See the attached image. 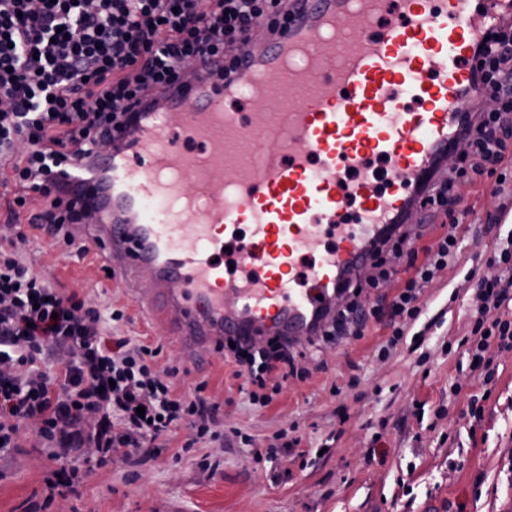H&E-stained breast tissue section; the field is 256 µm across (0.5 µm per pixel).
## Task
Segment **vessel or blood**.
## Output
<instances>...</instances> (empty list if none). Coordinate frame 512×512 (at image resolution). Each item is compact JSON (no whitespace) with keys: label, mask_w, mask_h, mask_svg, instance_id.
Returning <instances> with one entry per match:
<instances>
[{"label":"vessel or blood","mask_w":512,"mask_h":512,"mask_svg":"<svg viewBox=\"0 0 512 512\" xmlns=\"http://www.w3.org/2000/svg\"><path fill=\"white\" fill-rule=\"evenodd\" d=\"M291 4L284 32L231 76L208 60L151 89L110 156L52 173L99 211L81 236L149 281L138 306L193 357L228 338L319 336L384 225L407 223L418 187L444 174L458 111L480 92L474 47L493 15L472 0Z\"/></svg>","instance_id":"b4317fda"}]
</instances>
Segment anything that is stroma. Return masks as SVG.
Here are the masks:
<instances>
[{"mask_svg": "<svg viewBox=\"0 0 512 512\" xmlns=\"http://www.w3.org/2000/svg\"><path fill=\"white\" fill-rule=\"evenodd\" d=\"M493 187L486 176L457 185L471 207L460 221L457 263L424 289L414 334L387 357L378 346L389 330L376 322L358 340L321 339L310 376L289 380L258 409L241 393L224 351L212 349L200 368L163 343L157 362L178 368L175 391L204 385L230 442L185 452L187 433L179 431L168 444L89 473L78 494L47 505L53 465L27 432L0 457V512H512V349L493 355L492 393L477 421L469 398L482 387L458 345L478 305L476 281L489 272L486 258L498 236L512 231V218L493 221L500 203ZM18 251L66 292L123 310L114 335L157 340L126 277H107L97 251L52 247L39 237ZM285 431L300 436L306 461L285 448L274 461L255 458V448Z\"/></svg>", "mask_w": 512, "mask_h": 512, "instance_id": "obj_1", "label": "stroma"}]
</instances>
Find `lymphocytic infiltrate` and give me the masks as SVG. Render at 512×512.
I'll return each mask as SVG.
<instances>
[{
	"mask_svg": "<svg viewBox=\"0 0 512 512\" xmlns=\"http://www.w3.org/2000/svg\"><path fill=\"white\" fill-rule=\"evenodd\" d=\"M290 0H0V160L21 189L8 212L14 240L0 245V454L16 448L33 427L50 460L59 464L46 488L110 464L114 454L133 457L157 441L190 429L185 448L219 441V407L201 392L175 393L176 370L156 366L159 348L111 335L119 310H99L54 288L20 256L22 225L71 245L68 227L87 212L62 200L50 178L54 167L86 152L90 142L112 139L145 91L177 81L188 63L223 58L240 62L239 46L256 34L274 35L287 23ZM483 93L469 102L460 123L466 148L446 178L420 201L421 210L446 213L450 223L433 245L419 246L408 232L388 236L370 257L376 278L346 283L355 303L327 329L362 338L369 319L388 317L396 346L421 315L419 296L449 267L461 245L459 217L448 205L457 183L496 175L512 157V17L501 16L474 57ZM489 265L500 275L480 280L481 304L461 343L483 385L494 380L493 350L512 349V235L495 247ZM404 268L407 277L389 304L361 301L364 287ZM237 376L251 404L267 406L288 379L303 378L296 353L268 340L258 351L232 350ZM58 369L48 370L49 361ZM144 415H137V407Z\"/></svg>",
	"mask_w": 512,
	"mask_h": 512,
	"instance_id": "obj_1",
	"label": "lymphocytic infiltrate"
}]
</instances>
